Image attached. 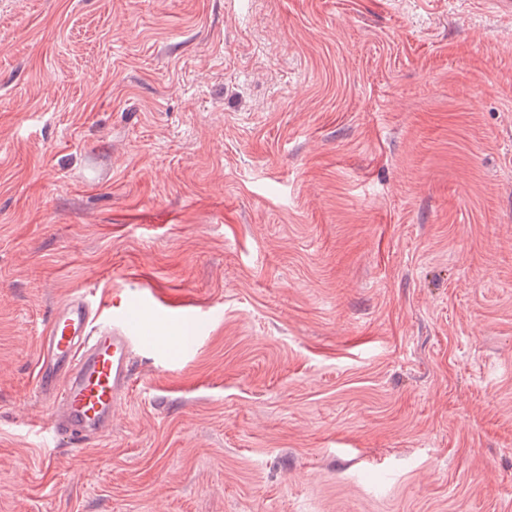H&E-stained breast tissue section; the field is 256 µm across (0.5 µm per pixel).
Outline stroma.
Here are the masks:
<instances>
[{
	"label": "stroma",
	"instance_id": "obj_1",
	"mask_svg": "<svg viewBox=\"0 0 512 512\" xmlns=\"http://www.w3.org/2000/svg\"><path fill=\"white\" fill-rule=\"evenodd\" d=\"M84 291L162 345L78 447ZM0 512H512V11L0 0Z\"/></svg>",
	"mask_w": 512,
	"mask_h": 512
}]
</instances>
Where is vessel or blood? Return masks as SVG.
I'll return each mask as SVG.
<instances>
[{"label": "vessel or blood", "instance_id": "obj_1", "mask_svg": "<svg viewBox=\"0 0 512 512\" xmlns=\"http://www.w3.org/2000/svg\"><path fill=\"white\" fill-rule=\"evenodd\" d=\"M149 341L130 325L122 300L101 310L76 293L59 305L38 355V390L54 405V433L78 444L109 434L113 411L134 380L131 349Z\"/></svg>", "mask_w": 512, "mask_h": 512}]
</instances>
